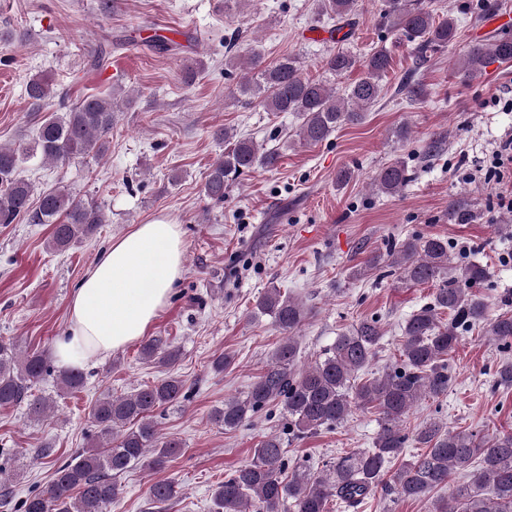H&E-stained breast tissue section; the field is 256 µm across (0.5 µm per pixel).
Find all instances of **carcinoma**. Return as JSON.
Returning a JSON list of instances; mask_svg holds the SVG:
<instances>
[{"label":"carcinoma","mask_w":512,"mask_h":512,"mask_svg":"<svg viewBox=\"0 0 512 512\" xmlns=\"http://www.w3.org/2000/svg\"><path fill=\"white\" fill-rule=\"evenodd\" d=\"M355 2L320 0L321 13L351 26ZM380 13L393 34L413 44L418 68L448 48L457 34L454 18L438 22L431 11L412 0H381ZM391 61L383 46L361 61L346 51L329 52L321 61L328 74L340 76L358 64L364 70L359 80L341 90L327 81L303 77V62L296 56L268 63L255 48L246 56L228 52L224 70L241 71L239 97L247 98L249 104L256 100L269 112L295 114L300 121L299 139L317 144L340 126L360 122L368 107L380 100L381 80ZM495 61H512V37L506 33L473 43L458 60L457 74L469 79ZM26 93L36 112L51 106L57 96L52 80L43 74L29 79ZM398 93L412 102L427 96L424 85L411 80L403 82ZM134 101L133 94L116 90L107 96L88 95L45 115L33 144L0 145V224L23 219L52 225L47 248L54 252L94 235L105 223L99 206L77 198L65 185L35 192L21 175V164L31 155L62 164L104 155L117 113ZM216 137L224 141V156L212 165L204 193L217 204L224 202L225 190L245 171L273 168L280 161L279 149L238 137L226 128L217 130ZM410 181L405 163L396 161L378 174L374 188L392 195ZM381 264L396 268L399 279L409 284L435 285L431 302L403 326L400 367L378 377H358L374 360L382 339L375 319L359 322L337 336L313 363L298 367L296 333L310 310L302 300L283 296L272 287L258 299L256 309L271 316L283 339L248 392L225 401L212 415L224 429L235 430L261 418L276 402L288 418V435L302 439L344 422L355 407H374L380 415L374 447L348 453L321 469L300 465L287 474L284 440L269 433L254 450L252 461L214 489V512H287L289 508L329 512L331 502L355 507L381 485L399 498L428 503V512H512L511 433L481 436L430 422L414 434L424 452L402 458L409 441L404 423L411 408L426 397L448 394L453 380L448 356L458 344L459 331L482 325L491 340L512 342V314L487 317L484 298L470 292L486 280V267L478 262L454 266L448 241L438 236H413L368 261L373 267ZM445 312L450 320L443 323L439 316ZM140 354L169 370L167 376L130 394L107 392L99 397L91 409L95 427L91 446L57 467L46 488L22 500V512H110L122 494L120 478L132 465L161 469L182 448L180 441L162 436L156 420L161 407L190 397L186 382L171 373L179 350L155 336L142 343ZM51 370L47 354H23L13 343L1 340L0 407L23 404L32 421L50 417L53 403L36 395L34 387ZM59 378L69 390L80 388L84 380L77 367ZM496 384L512 388V361L498 365ZM457 476L463 482L448 498L439 496ZM180 492L177 481L166 479L150 487L149 497L158 512H164Z\"/></svg>","instance_id":"cac0c4a2"}]
</instances>
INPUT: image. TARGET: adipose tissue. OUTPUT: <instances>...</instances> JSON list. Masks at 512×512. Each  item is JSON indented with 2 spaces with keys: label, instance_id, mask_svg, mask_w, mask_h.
<instances>
[{
  "label": "adipose tissue",
  "instance_id": "ef3b65f1",
  "mask_svg": "<svg viewBox=\"0 0 512 512\" xmlns=\"http://www.w3.org/2000/svg\"><path fill=\"white\" fill-rule=\"evenodd\" d=\"M182 256L179 227L166 219L113 239L72 296L57 364L80 367L144 336L182 277Z\"/></svg>",
  "mask_w": 512,
  "mask_h": 512
}]
</instances>
